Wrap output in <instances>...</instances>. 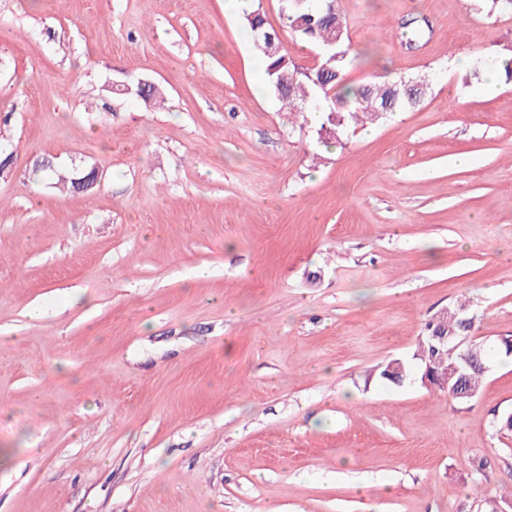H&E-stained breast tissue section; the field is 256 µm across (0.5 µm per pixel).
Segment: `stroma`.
<instances>
[{
	"mask_svg": "<svg viewBox=\"0 0 512 512\" xmlns=\"http://www.w3.org/2000/svg\"><path fill=\"white\" fill-rule=\"evenodd\" d=\"M246 8L313 64L281 0H0V512L512 499V357L469 401L376 375L462 300L512 337V83L465 80L512 14L337 0L349 83L427 90L335 136L260 84ZM38 172L43 173L49 179L54 180L56 178L57 183H62L63 185L70 183L71 187H73L74 189L78 187V189L80 190H88L92 188L97 181V177L94 175L93 172L81 178L77 184L75 182L76 176L74 174H72L71 177H68L64 173H59L58 170L52 166L42 168L38 170Z\"/></svg>",
	"mask_w": 512,
	"mask_h": 512,
	"instance_id": "1",
	"label": "stroma"
}]
</instances>
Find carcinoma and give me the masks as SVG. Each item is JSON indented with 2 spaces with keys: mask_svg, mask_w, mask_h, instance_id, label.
<instances>
[{
  "mask_svg": "<svg viewBox=\"0 0 512 512\" xmlns=\"http://www.w3.org/2000/svg\"><path fill=\"white\" fill-rule=\"evenodd\" d=\"M327 0H283L282 12L286 26L296 40L328 47L336 53V59L330 64V70L325 76V87H320L303 75L296 73L295 66L289 61L288 52L283 51L277 55H268L259 52L266 65V74L269 83L281 81L283 91L278 94L290 112L304 111L306 104L322 99L329 102L330 93L339 91L338 98L350 103L347 108H328L325 111L324 122L329 124L336 121V131H341L355 124L362 115H369L375 119L389 110L397 112L415 105V101L401 92V83H377L370 86L356 88L347 82V72L351 66L347 49L344 48L345 29L339 13L328 14ZM501 64L498 71L512 79V60L498 62V59L485 60L476 67L471 76L480 78V74ZM418 358L415 362L419 366L431 365V371L438 376L448 375V371L458 363V354L448 353L443 358L432 355L430 344L425 342L417 350ZM472 366L467 371V381L475 386L476 377L485 375V349L484 346H471Z\"/></svg>",
  "mask_w": 512,
  "mask_h": 512,
  "instance_id": "1",
  "label": "carcinoma"
}]
</instances>
